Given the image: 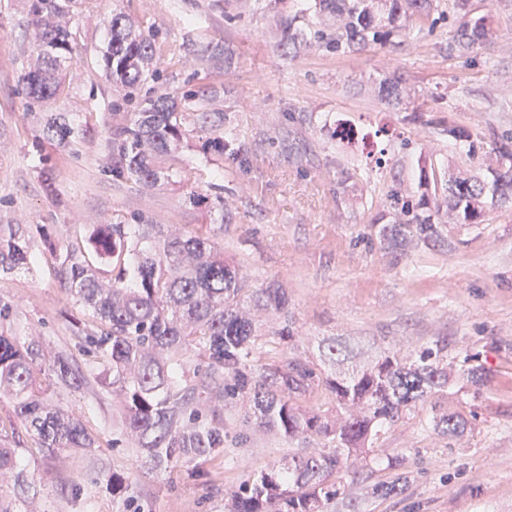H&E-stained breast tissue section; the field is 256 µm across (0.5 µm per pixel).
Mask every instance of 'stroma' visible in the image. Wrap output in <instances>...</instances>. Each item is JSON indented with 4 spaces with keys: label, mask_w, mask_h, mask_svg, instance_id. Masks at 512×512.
Here are the masks:
<instances>
[{
    "label": "stroma",
    "mask_w": 512,
    "mask_h": 512,
    "mask_svg": "<svg viewBox=\"0 0 512 512\" xmlns=\"http://www.w3.org/2000/svg\"><path fill=\"white\" fill-rule=\"evenodd\" d=\"M66 5L77 48L50 109L89 128L72 154L38 142L18 87L32 38L26 0H0V224H49L63 241L81 225L133 213L152 224H205L208 215L187 194L199 185L223 188L233 207L217 242L256 283L286 289L299 352L318 360L333 338L350 348V364L361 365L386 347L413 353L437 344L453 366L435 405L411 411L376 442L401 464L376 462L374 480L406 476L404 491L373 498L347 477L336 512L352 503L358 512H512V205L487 209L480 224H451L436 212L428 240L411 232L396 244L381 234L392 217L388 190L422 194L425 158L444 177L485 175V164L466 161L449 143L448 126L485 143L512 136V0H469L472 15H491L493 25L489 44L467 54L449 51L456 14L451 0H440V19L403 43L293 60L278 47L281 7L259 9L255 0ZM119 11L158 31L164 90L207 88L204 109L223 113L241 145L239 161L206 158L193 134L178 155L179 183L135 189L103 175L104 131L123 91L105 78L96 52ZM387 73L407 79L418 96L399 106L381 100L375 86ZM415 110L421 121H411ZM45 163L59 199L43 189ZM0 291L16 300L24 334L42 336L55 351L69 348L61 313L71 303L50 262L1 278ZM473 368L488 375L477 392L467 380ZM57 400L85 417L101 446L49 460L32 454L43 477L38 512H115L111 493L92 481L104 468L143 488L151 512H224L226 489L301 451L260 434L195 480L151 470L135 450H112L111 400L83 391ZM436 411L462 416L464 431L433 432ZM65 485L79 487V499L62 495Z\"/></svg>",
    "instance_id": "obj_1"
}]
</instances>
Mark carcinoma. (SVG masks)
<instances>
[{
    "label": "carcinoma",
    "mask_w": 512,
    "mask_h": 512,
    "mask_svg": "<svg viewBox=\"0 0 512 512\" xmlns=\"http://www.w3.org/2000/svg\"><path fill=\"white\" fill-rule=\"evenodd\" d=\"M435 0H296L283 16L280 47L294 58L303 46L337 52L361 51L391 37L423 29ZM458 20L448 50L486 46L489 15L472 18L467 0H453ZM336 16V32L306 22L308 13ZM36 62L23 71L22 94L30 106H45L62 87L75 36L64 22L62 0H27ZM107 39L98 49L103 71L125 90L129 112L112 113L105 131L103 172L119 183L153 187L179 171L168 160L182 148L190 129L207 132L203 150L233 161L241 146L224 131V118L199 112L205 90L189 88L176 99L138 87L161 73L158 35L146 34L125 12L112 14ZM378 96L398 103L411 97L400 77L380 81ZM41 142L72 151L87 134L66 112H37ZM448 137L466 142V155L491 160L492 180L445 182L448 222L480 224L487 205L512 204V137L489 148L456 127ZM189 203L207 209L210 223L189 229L149 224L139 214L109 224H85L75 241H60L41 229L43 248L55 256L56 277L76 307L65 316L78 354L47 356L39 336L14 330L16 305L0 295V399L13 405V419L0 420V483L13 495L0 498V512H32L38 495L25 453L33 446L45 458L66 448L91 450L98 438L83 419L52 401L58 389H90L112 397V449L135 448L153 469L186 468L204 474L226 449L252 436L274 433L305 445L285 464L274 465L224 491V512H331L341 495L336 474L360 475L370 446L386 426L448 388L443 348L413 354L389 349L363 367L321 371L306 356L271 354L269 342L295 340L288 297L274 283L251 285L242 266L224 257L215 229L228 211L223 191L192 190ZM397 223L434 232L426 195L396 188L388 194ZM32 225L0 224V278L36 265ZM343 347L323 349L330 366L344 363ZM324 407L301 401L317 392ZM240 407L243 427L231 429L224 408ZM435 428L453 436L454 415L434 416ZM97 482L112 492L117 512H145L138 485L104 471ZM404 490L402 478L370 484V495L388 498Z\"/></svg>",
    "instance_id": "obj_1"
}]
</instances>
